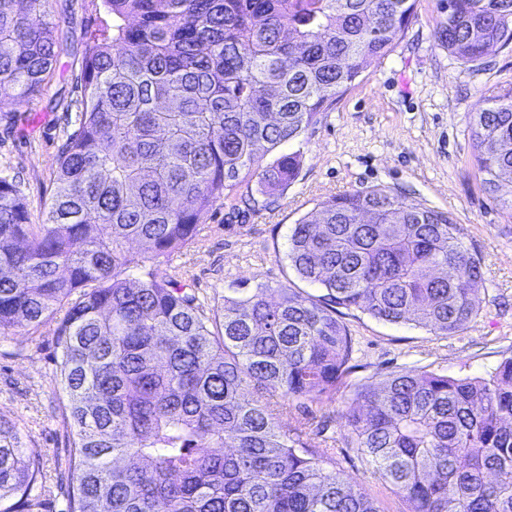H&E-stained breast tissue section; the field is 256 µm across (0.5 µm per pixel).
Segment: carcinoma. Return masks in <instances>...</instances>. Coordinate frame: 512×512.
Wrapping results in <instances>:
<instances>
[{
  "instance_id": "1",
  "label": "carcinoma",
  "mask_w": 512,
  "mask_h": 512,
  "mask_svg": "<svg viewBox=\"0 0 512 512\" xmlns=\"http://www.w3.org/2000/svg\"><path fill=\"white\" fill-rule=\"evenodd\" d=\"M80 117L45 222L0 177V335L60 310L58 380L76 431L71 512H380L307 438L294 402L331 398L355 365L356 311L452 335L477 315L480 262L446 212L387 188L332 197L286 258L325 293L234 288L209 318L145 270L193 241L247 178L298 177L296 140L371 60L414 0H103ZM47 0H0V97L39 91L58 51ZM461 64L512 44V0H448L437 31ZM486 189L512 175V88L471 118ZM283 398L281 408L268 399ZM347 444L408 512H512V356L489 377L401 371L362 385ZM42 456L0 421V512H33Z\"/></svg>"
}]
</instances>
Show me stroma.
Masks as SVG:
<instances>
[{
  "instance_id": "1",
  "label": "stroma",
  "mask_w": 512,
  "mask_h": 512,
  "mask_svg": "<svg viewBox=\"0 0 512 512\" xmlns=\"http://www.w3.org/2000/svg\"><path fill=\"white\" fill-rule=\"evenodd\" d=\"M445 17L444 0H415L413 18L389 55L371 61L316 124L284 144V151L301 156L299 176L287 189L268 196L257 181H243L204 216L195 242L147 262L186 284L209 317L231 288L286 283L318 294L284 255L293 224L333 196L385 187L452 216L482 264L475 320L456 335L439 336L411 323L343 315L355 342V368L334 400L305 404L325 426L312 444L330 449L344 476L381 512L407 506L344 445L342 414L354 389L381 384L402 368L484 377L512 355V215L501 207L512 197V180L503 179L494 195L484 189L470 136L480 100L512 87V45L493 47L483 67H465L436 37ZM47 18L60 47L40 91L21 103L0 100V175L16 180L34 224L42 223L56 192L61 148L76 127L85 52L93 34L112 21L102 0H48ZM60 320L55 314L0 335V419L43 456L34 512H69L68 459L76 435L57 379Z\"/></svg>"
}]
</instances>
